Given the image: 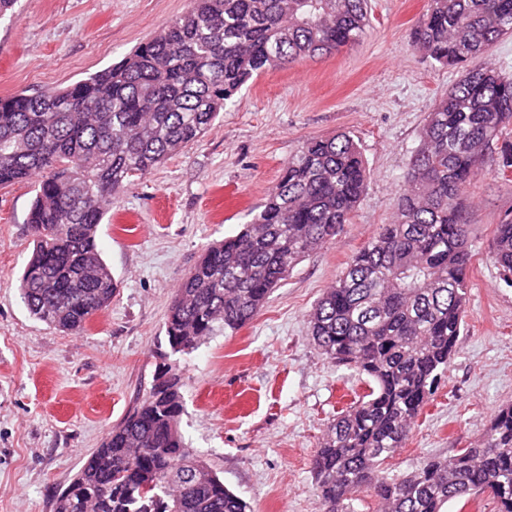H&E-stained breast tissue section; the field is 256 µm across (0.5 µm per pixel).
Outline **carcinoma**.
Listing matches in <instances>:
<instances>
[{
    "instance_id": "carcinoma-1",
    "label": "carcinoma",
    "mask_w": 512,
    "mask_h": 512,
    "mask_svg": "<svg viewBox=\"0 0 512 512\" xmlns=\"http://www.w3.org/2000/svg\"><path fill=\"white\" fill-rule=\"evenodd\" d=\"M368 0H190L120 61L68 86L0 97V187L34 183L26 224L34 249L20 277L36 319L82 331L116 294L97 230L126 187L198 141L253 77L359 42ZM512 35V0H428L412 44L462 68L428 112L390 224L359 250L309 314L327 358L367 377L369 392L330 425L311 459L320 512H448L486 494L512 512V404L479 446L385 467L445 378L464 326L471 261L463 201L487 151L512 173V79L473 66ZM367 181L344 132L305 142L261 210L183 276L165 321L169 355L236 334L306 256L335 238ZM490 258L512 287V216ZM153 381L55 499V512H248L179 432L180 376Z\"/></svg>"
}]
</instances>
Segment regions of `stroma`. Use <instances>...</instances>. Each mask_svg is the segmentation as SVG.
I'll list each match as a JSON object with an SVG mask.
<instances>
[{"label":"stroma","mask_w":512,"mask_h":512,"mask_svg":"<svg viewBox=\"0 0 512 512\" xmlns=\"http://www.w3.org/2000/svg\"><path fill=\"white\" fill-rule=\"evenodd\" d=\"M190 0H20L0 19V96L64 87L122 59ZM428 0H370L354 46L247 83L199 141L120 193L98 230L119 282L86 330L33 318L19 277L31 254L26 182L0 188V512H54V499L150 388L168 351L164 323L180 279L236 234L303 143L345 131L370 178L335 239L312 252L236 335L180 356L187 445L250 512H319L310 460L338 410L368 384L307 334V318L348 260L391 223L397 191L435 100L459 77L432 66L410 32ZM473 257L464 328L447 377L392 464L478 444L512 402V288L489 259L512 212V174L487 156L467 194Z\"/></svg>","instance_id":"35a3bbf8"}]
</instances>
